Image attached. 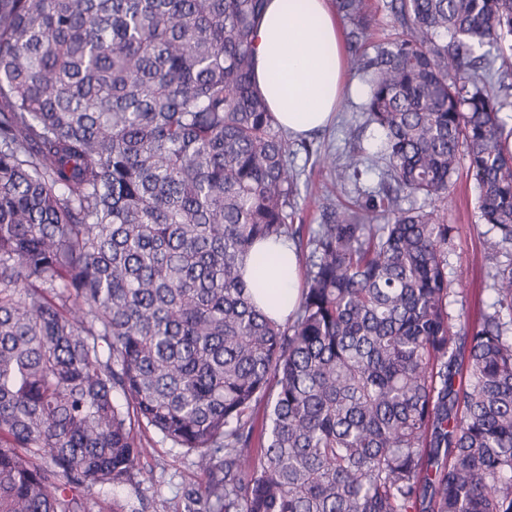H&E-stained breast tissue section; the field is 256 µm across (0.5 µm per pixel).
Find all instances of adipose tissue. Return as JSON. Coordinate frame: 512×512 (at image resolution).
Returning <instances> with one entry per match:
<instances>
[{
	"instance_id": "adipose-tissue-1",
	"label": "adipose tissue",
	"mask_w": 512,
	"mask_h": 512,
	"mask_svg": "<svg viewBox=\"0 0 512 512\" xmlns=\"http://www.w3.org/2000/svg\"><path fill=\"white\" fill-rule=\"evenodd\" d=\"M257 87L292 136L326 127L336 116L342 84L341 34L327 0H269L254 40ZM274 259L247 264L257 304L286 319L300 288L294 247L274 245Z\"/></svg>"
}]
</instances>
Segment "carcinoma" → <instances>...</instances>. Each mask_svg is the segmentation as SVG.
I'll return each mask as SVG.
<instances>
[{"label": "carcinoma", "mask_w": 512, "mask_h": 512, "mask_svg": "<svg viewBox=\"0 0 512 512\" xmlns=\"http://www.w3.org/2000/svg\"><path fill=\"white\" fill-rule=\"evenodd\" d=\"M267 2L0 0V512L137 491L150 429L206 474L186 512H512V262L479 324L452 316L456 227L401 206L465 157L485 252L512 247V0H391L370 53L336 0L379 181L305 242L254 83ZM283 239L304 278L277 321L244 275Z\"/></svg>", "instance_id": "obj_1"}]
</instances>
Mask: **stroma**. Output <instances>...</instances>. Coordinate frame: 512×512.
Here are the masks:
<instances>
[{"label":"stroma","mask_w":512,"mask_h":512,"mask_svg":"<svg viewBox=\"0 0 512 512\" xmlns=\"http://www.w3.org/2000/svg\"><path fill=\"white\" fill-rule=\"evenodd\" d=\"M363 102V96L344 95L336 123L309 137L308 148L294 150L291 167L298 175L296 202L306 227L313 229L321 224L326 205L344 207L354 202L359 192L377 185L378 174L373 169L342 193L335 191L330 176L334 162L342 160L354 143H361L368 154L376 152V132L364 123ZM454 181L447 201L435 206L440 220L456 227L447 247L448 276L455 289L449 310L454 315L465 314L475 324L495 300L491 278L494 265L483 249L487 226L479 217L466 164H459ZM149 446L150 454L141 461L140 499L132 502L126 495H118L121 512H127L132 505L139 512H183L184 491L205 480L195 455L185 454L183 449L161 442L155 435L151 436Z\"/></svg>","instance_id":"obj_1"}]
</instances>
